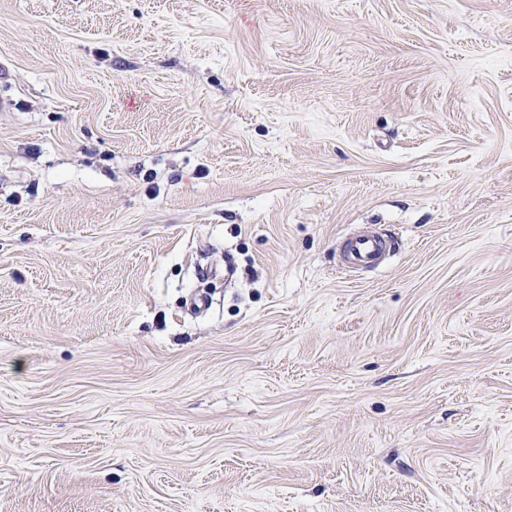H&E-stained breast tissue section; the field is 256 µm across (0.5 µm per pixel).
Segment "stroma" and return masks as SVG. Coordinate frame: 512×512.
Here are the masks:
<instances>
[{
	"label": "stroma",
	"instance_id": "1",
	"mask_svg": "<svg viewBox=\"0 0 512 512\" xmlns=\"http://www.w3.org/2000/svg\"><path fill=\"white\" fill-rule=\"evenodd\" d=\"M0 70V512H512V0H0ZM396 246L393 235H355L347 243V263L351 268H371L384 252L391 253Z\"/></svg>",
	"mask_w": 512,
	"mask_h": 512
}]
</instances>
